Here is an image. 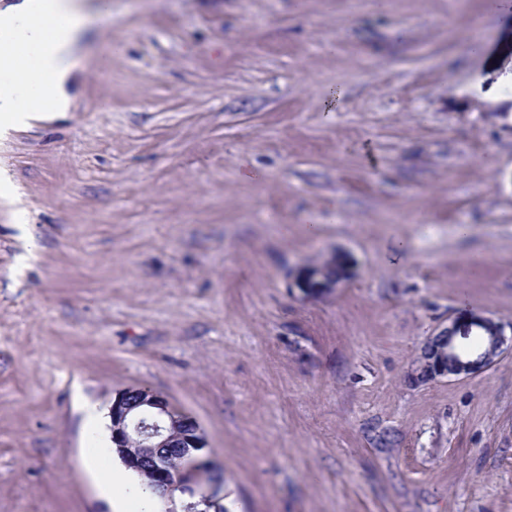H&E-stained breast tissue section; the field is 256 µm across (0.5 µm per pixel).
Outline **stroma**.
Here are the masks:
<instances>
[{"label": "stroma", "instance_id": "35a3bbf8", "mask_svg": "<svg viewBox=\"0 0 512 512\" xmlns=\"http://www.w3.org/2000/svg\"><path fill=\"white\" fill-rule=\"evenodd\" d=\"M91 4L72 111L0 140V512L131 498L74 402L126 388L227 512H512V351L409 380L456 317L512 336V7ZM344 266V261L340 257L336 256V265L334 262L333 267H331L328 271V275H336L335 279L334 277H328L325 275L324 269H319V266L311 267L304 275L301 285L304 288H332L333 286L337 285V283H339L336 282V280H339L342 277Z\"/></svg>", "mask_w": 512, "mask_h": 512}]
</instances>
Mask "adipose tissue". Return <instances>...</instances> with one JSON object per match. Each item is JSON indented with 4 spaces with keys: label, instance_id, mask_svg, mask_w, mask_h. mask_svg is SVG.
Returning a JSON list of instances; mask_svg holds the SVG:
<instances>
[{
    "label": "adipose tissue",
    "instance_id": "ef3b65f1",
    "mask_svg": "<svg viewBox=\"0 0 512 512\" xmlns=\"http://www.w3.org/2000/svg\"><path fill=\"white\" fill-rule=\"evenodd\" d=\"M94 21L83 0H12L0 8V33L24 45L36 64L25 67L10 44L0 46V72L24 70L31 88H47L51 103L46 107H22V90L12 81H0V138L70 111L77 67L76 49Z\"/></svg>",
    "mask_w": 512,
    "mask_h": 512
}]
</instances>
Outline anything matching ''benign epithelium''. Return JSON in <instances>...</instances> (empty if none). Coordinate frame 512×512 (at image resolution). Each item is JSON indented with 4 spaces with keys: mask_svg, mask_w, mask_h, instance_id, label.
Segmentation results:
<instances>
[{
    "mask_svg": "<svg viewBox=\"0 0 512 512\" xmlns=\"http://www.w3.org/2000/svg\"><path fill=\"white\" fill-rule=\"evenodd\" d=\"M301 285L305 288H331L336 279L324 270L311 267ZM477 316L459 317L439 335L469 336ZM495 344L484 351L464 356L451 348L423 352L412 375L425 383L439 377L469 376L488 368L512 343L502 331L495 333ZM111 439L126 467L152 470V492L167 503V512H224L223 497L213 478V463L199 424L175 412L168 400L144 389L117 394L110 406Z\"/></svg>",
    "mask_w": 512,
    "mask_h": 512,
    "instance_id": "7a95c632",
    "label": "benign epithelium"
}]
</instances>
